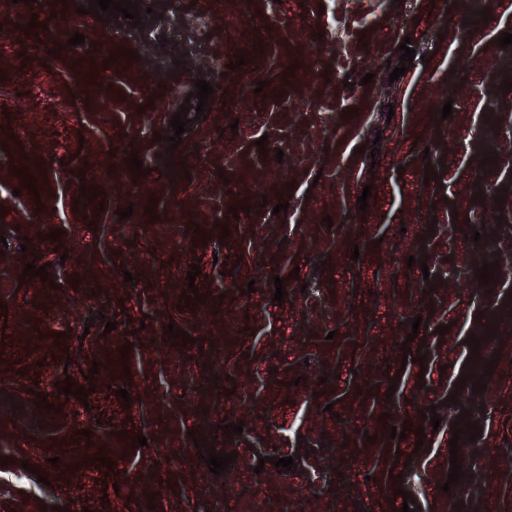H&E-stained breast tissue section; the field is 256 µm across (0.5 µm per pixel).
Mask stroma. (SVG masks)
<instances>
[{
    "label": "stroma",
    "instance_id": "1",
    "mask_svg": "<svg viewBox=\"0 0 512 512\" xmlns=\"http://www.w3.org/2000/svg\"><path fill=\"white\" fill-rule=\"evenodd\" d=\"M87 3L0 0V512H395L406 491L417 512H512V278L488 294L475 277L512 265V45L497 43L512 0H141L138 28ZM405 39L416 57L393 82ZM199 79L214 88L206 116L166 168L169 121ZM23 154L38 190L13 172ZM31 262L48 281L24 275ZM192 283L200 302L180 305ZM491 314L482 356L501 358L486 391L455 392ZM408 345L426 364L403 363ZM123 349L129 373L111 376ZM67 377L96 390L59 393ZM464 409L481 434L445 492ZM409 424L424 442L391 438ZM196 433L236 452L228 472H210ZM288 456L295 471H277Z\"/></svg>",
    "mask_w": 512,
    "mask_h": 512
}]
</instances>
